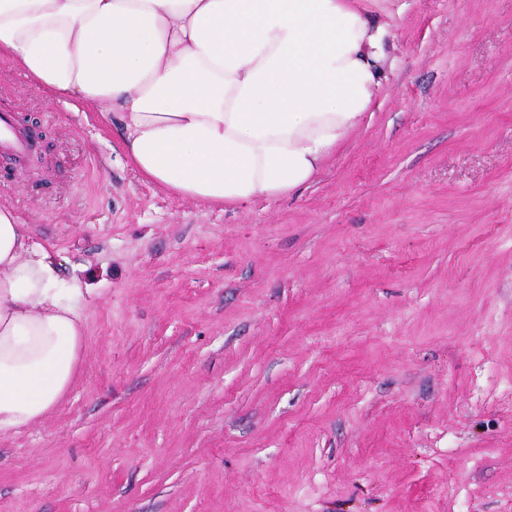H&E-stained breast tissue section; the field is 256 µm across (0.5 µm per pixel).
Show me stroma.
I'll return each mask as SVG.
<instances>
[{
  "label": "stroma",
  "instance_id": "1",
  "mask_svg": "<svg viewBox=\"0 0 512 512\" xmlns=\"http://www.w3.org/2000/svg\"><path fill=\"white\" fill-rule=\"evenodd\" d=\"M364 7L372 112L246 205L159 188L0 60L43 135L0 206L94 288L72 388L0 438V512H512V0Z\"/></svg>",
  "mask_w": 512,
  "mask_h": 512
}]
</instances>
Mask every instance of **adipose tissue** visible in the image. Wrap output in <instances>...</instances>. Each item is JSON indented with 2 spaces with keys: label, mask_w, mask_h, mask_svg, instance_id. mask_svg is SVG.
<instances>
[{
  "label": "adipose tissue",
  "mask_w": 512,
  "mask_h": 512,
  "mask_svg": "<svg viewBox=\"0 0 512 512\" xmlns=\"http://www.w3.org/2000/svg\"><path fill=\"white\" fill-rule=\"evenodd\" d=\"M386 44L356 0H0V58L100 105L143 177L214 205L310 183L370 112ZM80 293L0 207V437L72 387Z\"/></svg>",
  "instance_id": "ef3b65f1"
}]
</instances>
